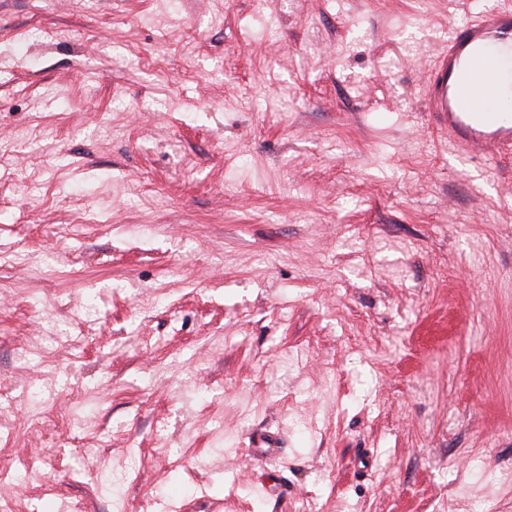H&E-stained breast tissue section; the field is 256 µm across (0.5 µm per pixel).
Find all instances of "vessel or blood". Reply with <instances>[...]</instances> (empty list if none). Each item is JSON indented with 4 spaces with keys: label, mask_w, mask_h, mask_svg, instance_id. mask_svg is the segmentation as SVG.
Masks as SVG:
<instances>
[{
    "label": "vessel or blood",
    "mask_w": 512,
    "mask_h": 512,
    "mask_svg": "<svg viewBox=\"0 0 512 512\" xmlns=\"http://www.w3.org/2000/svg\"><path fill=\"white\" fill-rule=\"evenodd\" d=\"M512 52V0L454 26L423 81L428 125L452 147L488 155L512 152V115L494 103L512 74L502 52Z\"/></svg>",
    "instance_id": "vessel-or-blood-1"
}]
</instances>
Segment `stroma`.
<instances>
[{"label": "stroma", "mask_w": 512, "mask_h": 512, "mask_svg": "<svg viewBox=\"0 0 512 512\" xmlns=\"http://www.w3.org/2000/svg\"><path fill=\"white\" fill-rule=\"evenodd\" d=\"M499 2L0 0V512H512ZM504 2L463 25L449 21L448 48L436 54L422 86L428 125L454 148L492 156L512 151V115L492 100L509 73L512 79V3ZM504 51L510 58L491 63Z\"/></svg>", "instance_id": "35a3bbf8"}]
</instances>
